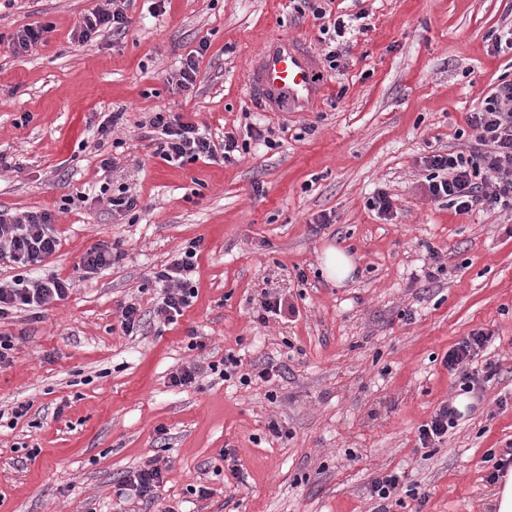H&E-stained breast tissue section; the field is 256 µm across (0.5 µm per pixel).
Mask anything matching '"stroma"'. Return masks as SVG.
Wrapping results in <instances>:
<instances>
[{
	"instance_id": "stroma-1",
	"label": "stroma",
	"mask_w": 512,
	"mask_h": 512,
	"mask_svg": "<svg viewBox=\"0 0 512 512\" xmlns=\"http://www.w3.org/2000/svg\"><path fill=\"white\" fill-rule=\"evenodd\" d=\"M100 3L0 0V210L54 214L59 246L39 273L73 285L64 301L0 321L14 339L0 410L30 406L0 427V512H372L368 483L395 469L427 499L390 512H491L490 475L512 448V211L430 199L423 159L467 150L468 116L512 80V51L488 52L512 0H333V13H365L368 29L345 36L327 96L303 115L262 111L246 92L268 37L324 50L291 0H130L123 36L78 41L77 21ZM30 24L53 30L12 54L9 39ZM203 41L194 92L179 94L168 77ZM161 110L216 141L270 128L278 146L171 165L140 128ZM113 112L120 124L98 134ZM106 181L129 187L134 212L113 219L94 195ZM381 190L387 218L369 206ZM193 240L191 306L125 335L120 303L152 310L155 271ZM99 241L125 256L84 275L80 258ZM330 245L354 256L353 281L321 275ZM432 249L444 269L430 279ZM266 292L296 315L260 322ZM478 329L493 335L499 372L447 441L420 447L418 427L460 395L442 360ZM229 354L283 374L247 388L207 372ZM192 365L196 382L171 386ZM158 452L153 502L117 497ZM198 486L209 496L192 495Z\"/></svg>"
}]
</instances>
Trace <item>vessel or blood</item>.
Listing matches in <instances>:
<instances>
[{"label": "vessel or blood", "instance_id": "b4317fda", "mask_svg": "<svg viewBox=\"0 0 512 512\" xmlns=\"http://www.w3.org/2000/svg\"><path fill=\"white\" fill-rule=\"evenodd\" d=\"M246 87L268 112L314 111L326 84L318 53L305 39L277 35L250 60Z\"/></svg>", "mask_w": 512, "mask_h": 512}]
</instances>
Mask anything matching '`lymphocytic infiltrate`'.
Listing matches in <instances>:
<instances>
[{
	"label": "lymphocytic infiltrate",
	"mask_w": 512,
	"mask_h": 512,
	"mask_svg": "<svg viewBox=\"0 0 512 512\" xmlns=\"http://www.w3.org/2000/svg\"><path fill=\"white\" fill-rule=\"evenodd\" d=\"M126 4L127 0H103L100 7L79 20L75 28L79 40L88 42L104 33L122 34L129 23ZM468 125L476 133L472 150L427 157L426 164L433 171L426 186L428 196L448 199L461 213L477 207L512 209V80L499 83L484 98L480 109L470 114ZM141 128L145 138L155 144L158 155L173 164L219 157L229 162L237 153L250 148L249 142L238 141L229 132L222 141H214L204 128L175 112L150 113ZM54 224V215L49 211L16 214L1 210L0 260L21 268L39 267L59 245ZM200 250V241H191L155 272V281L162 284L163 294L151 314H144L134 303L121 305L120 326L124 333L140 332L149 315L166 324L177 322L197 295L193 274ZM70 290V281L55 275L1 282L0 320L52 305L65 299ZM491 341L490 333L478 330L449 349L443 364L455 376L461 391L483 389L497 374L498 363L486 358ZM480 357L486 363L479 369L474 361ZM160 461V456L149 457L141 469L122 480L117 487L118 495L152 498L163 482Z\"/></svg>",
	"instance_id": "obj_1"
}]
</instances>
